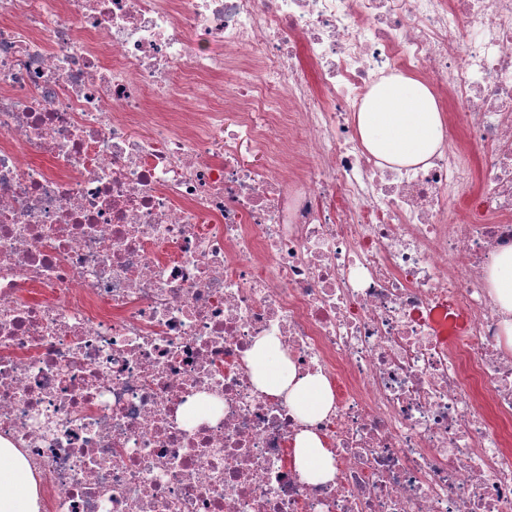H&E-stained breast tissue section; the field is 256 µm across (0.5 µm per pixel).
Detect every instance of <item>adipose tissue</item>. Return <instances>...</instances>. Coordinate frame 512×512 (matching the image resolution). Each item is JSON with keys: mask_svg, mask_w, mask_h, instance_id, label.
<instances>
[{"mask_svg": "<svg viewBox=\"0 0 512 512\" xmlns=\"http://www.w3.org/2000/svg\"><path fill=\"white\" fill-rule=\"evenodd\" d=\"M355 123L364 147L375 157L396 165L417 164L438 149L445 117L431 90L420 80L398 76L367 95ZM486 284L503 314L502 335L512 349V247L504 249L486 271ZM253 379L262 392L286 395L304 423L320 419L332 396L322 376L298 373L279 350L275 337L261 338L251 359ZM295 463L310 481L335 477L331 452L311 431L295 439ZM0 512H39L38 495L24 455L9 442L0 443Z\"/></svg>", "mask_w": 512, "mask_h": 512, "instance_id": "1", "label": "adipose tissue"}]
</instances>
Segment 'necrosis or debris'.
Returning a JSON list of instances; mask_svg holds the SVG:
<instances>
[{
    "label": "necrosis or debris",
    "instance_id": "1",
    "mask_svg": "<svg viewBox=\"0 0 512 512\" xmlns=\"http://www.w3.org/2000/svg\"><path fill=\"white\" fill-rule=\"evenodd\" d=\"M407 74L453 133L393 167L353 116ZM507 246L512 0H0V440L41 512H512ZM265 336L330 386L334 480ZM486 284L504 316L502 336L512 349V247L504 249L486 271ZM295 463L303 477L309 481H328L336 475L331 452L324 448L318 436L309 430L300 432L295 439Z\"/></svg>",
    "mask_w": 512,
    "mask_h": 512
}]
</instances>
